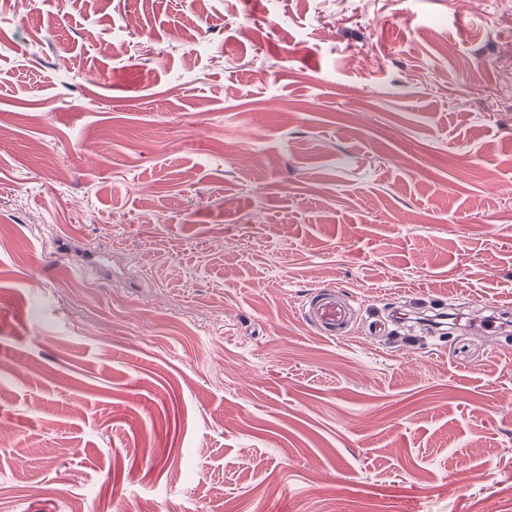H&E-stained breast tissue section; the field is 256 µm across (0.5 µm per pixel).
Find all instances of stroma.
I'll list each match as a JSON object with an SVG mask.
<instances>
[{
    "instance_id": "1",
    "label": "stroma",
    "mask_w": 512,
    "mask_h": 512,
    "mask_svg": "<svg viewBox=\"0 0 512 512\" xmlns=\"http://www.w3.org/2000/svg\"><path fill=\"white\" fill-rule=\"evenodd\" d=\"M478 302L512 0H0V512H512ZM351 310L349 303L336 296V290L321 288L304 312V320L322 336L341 339L349 333Z\"/></svg>"
}]
</instances>
